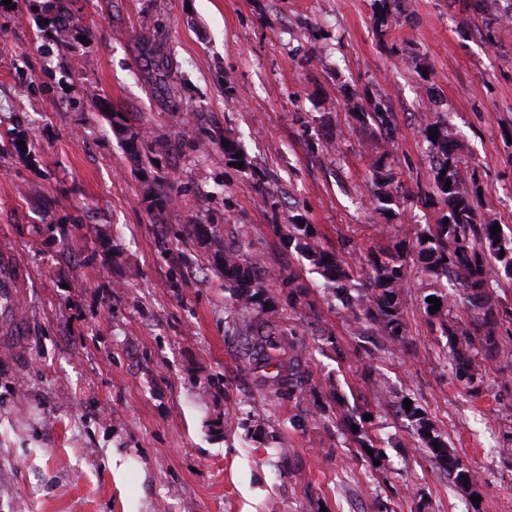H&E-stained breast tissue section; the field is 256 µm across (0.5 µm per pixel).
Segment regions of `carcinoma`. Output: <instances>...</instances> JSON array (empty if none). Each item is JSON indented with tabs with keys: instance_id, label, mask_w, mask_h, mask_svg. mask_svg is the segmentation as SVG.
<instances>
[{
	"instance_id": "obj_1",
	"label": "carcinoma",
	"mask_w": 512,
	"mask_h": 512,
	"mask_svg": "<svg viewBox=\"0 0 512 512\" xmlns=\"http://www.w3.org/2000/svg\"><path fill=\"white\" fill-rule=\"evenodd\" d=\"M423 121L425 136L435 149L433 184L448 206V213L438 218L436 224L416 228L389 250L371 255L363 283L355 282L353 270L335 252L318 244L316 225L289 224L286 238L314 266L315 273L324 280V287L336 295L349 289L357 292L354 305L346 313L353 333L361 336L370 326L394 347H405L409 342L404 318L407 259L420 263L431 279L428 297L442 302L440 309L428 314V318L438 321L441 335L446 337L452 351L451 369L470 392L477 394L485 378L484 363L501 350L500 331L512 337V307L502 305L494 288L501 276L512 279V236L501 231L491 233L495 226L492 220L478 221L459 179L458 158L448 140L447 127L426 115ZM111 125L113 133L128 144L144 141L141 129L118 112L112 113ZM432 131L437 132V137H430ZM448 181L451 187L447 190ZM220 271L224 287L234 290L238 302L235 324L244 331L248 362L252 369L261 372L263 389L273 395L286 390L290 397L301 393V385L308 378V366L303 361L305 347L296 340L297 327L285 332L276 324L273 297L265 289V281L273 278L274 273L243 243L224 248ZM450 280L460 290V301L468 317L465 323L454 315L457 300H449L445 292ZM365 383L373 402H390V392L372 377H366ZM396 408L409 421L422 447L445 466L455 487L467 490L478 482L476 472L452 453L448 441L422 408L414 404L408 411L402 401ZM345 421L354 442L362 449L370 448L374 460L384 462L382 449L376 448L367 433L353 430L357 421L351 416Z\"/></svg>"
}]
</instances>
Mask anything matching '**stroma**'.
Returning <instances> with one entry per match:
<instances>
[{"mask_svg": "<svg viewBox=\"0 0 512 512\" xmlns=\"http://www.w3.org/2000/svg\"><path fill=\"white\" fill-rule=\"evenodd\" d=\"M54 15V0H0V137L25 142L0 154L16 280L0 325L20 337L0 343V512H512V359L468 392L413 263L408 350L353 335L274 230L318 225L361 279L369 254L436 223L448 207L426 112L480 219L512 232V0H71L89 35L64 43ZM111 111L145 147L114 135ZM375 160L398 187L387 212ZM242 241L274 274L277 323L307 346L291 398L260 390L231 318L217 264ZM367 368L428 414L474 490L449 483L395 407L364 405ZM366 410L380 468L345 425Z\"/></svg>", "mask_w": 512, "mask_h": 512, "instance_id": "obj_1", "label": "stroma"}]
</instances>
